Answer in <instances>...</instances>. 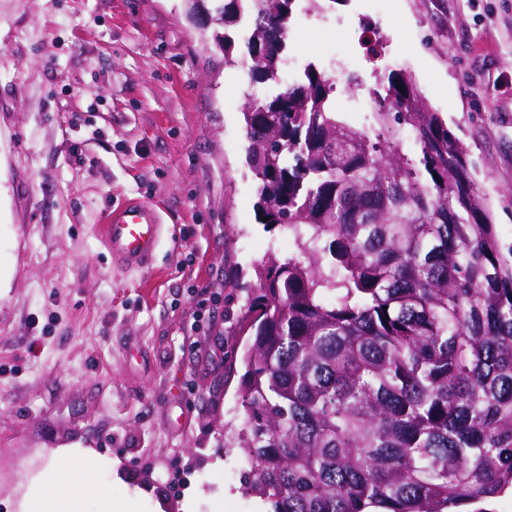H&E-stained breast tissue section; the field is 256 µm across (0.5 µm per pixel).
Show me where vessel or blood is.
<instances>
[{
  "label": "vessel or blood",
  "mask_w": 512,
  "mask_h": 512,
  "mask_svg": "<svg viewBox=\"0 0 512 512\" xmlns=\"http://www.w3.org/2000/svg\"><path fill=\"white\" fill-rule=\"evenodd\" d=\"M161 229L156 210L139 202L110 209L100 226L113 265L127 271L151 264L160 245Z\"/></svg>",
  "instance_id": "vessel-or-blood-1"
}]
</instances>
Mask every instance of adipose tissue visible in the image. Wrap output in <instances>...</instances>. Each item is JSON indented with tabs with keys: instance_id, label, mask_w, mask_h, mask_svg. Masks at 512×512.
I'll return each instance as SVG.
<instances>
[{
	"instance_id": "adipose-tissue-1",
	"label": "adipose tissue",
	"mask_w": 512,
	"mask_h": 512,
	"mask_svg": "<svg viewBox=\"0 0 512 512\" xmlns=\"http://www.w3.org/2000/svg\"><path fill=\"white\" fill-rule=\"evenodd\" d=\"M54 454L68 458L70 468L60 471L50 466L33 480L23 496V512H79L75 490L84 487L95 455L82 448H58Z\"/></svg>"
}]
</instances>
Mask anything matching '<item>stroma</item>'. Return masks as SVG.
Instances as JSON below:
<instances>
[{
    "label": "stroma",
    "instance_id": "35a3bbf8",
    "mask_svg": "<svg viewBox=\"0 0 512 512\" xmlns=\"http://www.w3.org/2000/svg\"><path fill=\"white\" fill-rule=\"evenodd\" d=\"M184 0H0V512L53 448L92 449L129 512H271L224 445L241 427L261 224L243 120L242 25L211 37ZM286 58L336 81L374 129L372 91L404 70L465 143L512 247V0H337L288 22ZM363 81L358 94L348 75ZM137 199L163 222L152 266L114 267L97 227Z\"/></svg>",
    "mask_w": 512,
    "mask_h": 512
}]
</instances>
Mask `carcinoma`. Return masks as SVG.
I'll return each mask as SVG.
<instances>
[{
  "label": "carcinoma",
  "mask_w": 512,
  "mask_h": 512,
  "mask_svg": "<svg viewBox=\"0 0 512 512\" xmlns=\"http://www.w3.org/2000/svg\"><path fill=\"white\" fill-rule=\"evenodd\" d=\"M212 2L246 22L253 82H279L298 0ZM383 90L372 136L312 64L244 108L256 210L303 256L267 254L242 318L233 443L272 512H491L512 491V248L412 77Z\"/></svg>",
  "instance_id": "cac0c4a2"
}]
</instances>
